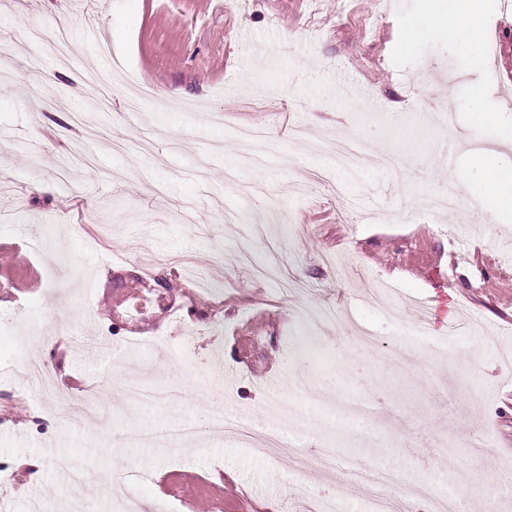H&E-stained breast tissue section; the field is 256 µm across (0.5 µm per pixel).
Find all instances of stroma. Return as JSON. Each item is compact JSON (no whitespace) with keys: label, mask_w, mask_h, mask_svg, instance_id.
<instances>
[{"label":"stroma","mask_w":512,"mask_h":512,"mask_svg":"<svg viewBox=\"0 0 512 512\" xmlns=\"http://www.w3.org/2000/svg\"><path fill=\"white\" fill-rule=\"evenodd\" d=\"M60 19L66 51L33 43ZM431 20L429 0H0V512H126L122 496L140 512H307L321 488L365 512L339 472L294 478L269 449L214 432L227 411L392 468L403 498L446 492L443 512H479V486L512 512V213L487 221L478 188L448 179L468 145L503 147L512 165V68L436 32L406 51ZM99 75L135 76L158 102L127 118ZM476 82L494 125L472 112ZM246 125L269 132L264 164L240 156ZM340 137L401 159L331 168L359 212L306 178ZM448 192L454 207L431 213ZM272 244L297 300L334 307L335 326L254 276ZM156 252L224 276L150 267ZM161 275L181 291L157 296ZM34 360L63 374L66 398L42 394ZM133 372L179 399L131 404L120 379ZM89 387L95 400L61 425ZM379 391L375 421L343 415ZM178 422L194 442L129 439ZM483 432L491 452L473 455ZM67 459L93 481L70 484Z\"/></svg>","instance_id":"1"}]
</instances>
